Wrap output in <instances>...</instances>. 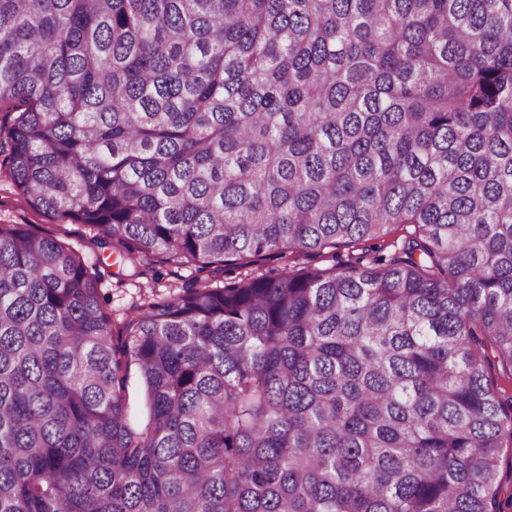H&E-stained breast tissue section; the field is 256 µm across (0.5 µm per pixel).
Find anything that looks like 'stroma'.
<instances>
[{
    "instance_id": "obj_1",
    "label": "stroma",
    "mask_w": 512,
    "mask_h": 512,
    "mask_svg": "<svg viewBox=\"0 0 512 512\" xmlns=\"http://www.w3.org/2000/svg\"><path fill=\"white\" fill-rule=\"evenodd\" d=\"M0 224H26L39 233L65 241L80 250L88 264L96 266L101 274L100 293L105 299L113 326H120L131 315L137 304L151 296L172 297L181 293L183 286L201 284L212 279L228 280L238 274L237 268L224 272L198 266H183L154 258L142 275L132 274L123 267L111 248H97L90 242V229L83 224L61 219L31 205L14 185L0 165Z\"/></svg>"
}]
</instances>
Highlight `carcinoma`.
<instances>
[{"label": "carcinoma", "instance_id": "1", "mask_svg": "<svg viewBox=\"0 0 512 512\" xmlns=\"http://www.w3.org/2000/svg\"><path fill=\"white\" fill-rule=\"evenodd\" d=\"M2 102L16 187L123 264H296L115 332L0 224V512H504L512 0H0Z\"/></svg>", "mask_w": 512, "mask_h": 512}]
</instances>
